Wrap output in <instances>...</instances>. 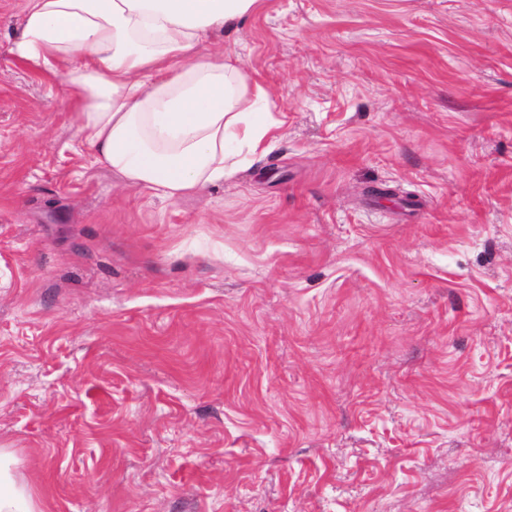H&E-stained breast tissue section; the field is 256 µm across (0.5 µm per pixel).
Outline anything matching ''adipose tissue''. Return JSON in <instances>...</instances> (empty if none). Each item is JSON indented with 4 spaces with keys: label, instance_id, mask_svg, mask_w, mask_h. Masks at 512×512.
<instances>
[{
    "label": "adipose tissue",
    "instance_id": "adipose-tissue-1",
    "mask_svg": "<svg viewBox=\"0 0 512 512\" xmlns=\"http://www.w3.org/2000/svg\"><path fill=\"white\" fill-rule=\"evenodd\" d=\"M258 0H23L24 63L75 90L76 134L124 187L176 201L223 184L271 137L266 91L201 54ZM0 512H42L0 462Z\"/></svg>",
    "mask_w": 512,
    "mask_h": 512
}]
</instances>
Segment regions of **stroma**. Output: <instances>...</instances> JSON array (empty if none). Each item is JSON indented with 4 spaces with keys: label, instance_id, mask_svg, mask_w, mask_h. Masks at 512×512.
I'll use <instances>...</instances> for the list:
<instances>
[{
    "label": "stroma",
    "instance_id": "1",
    "mask_svg": "<svg viewBox=\"0 0 512 512\" xmlns=\"http://www.w3.org/2000/svg\"><path fill=\"white\" fill-rule=\"evenodd\" d=\"M0 0V448L43 512H512V0H259L279 128L124 189Z\"/></svg>",
    "mask_w": 512,
    "mask_h": 512
}]
</instances>
